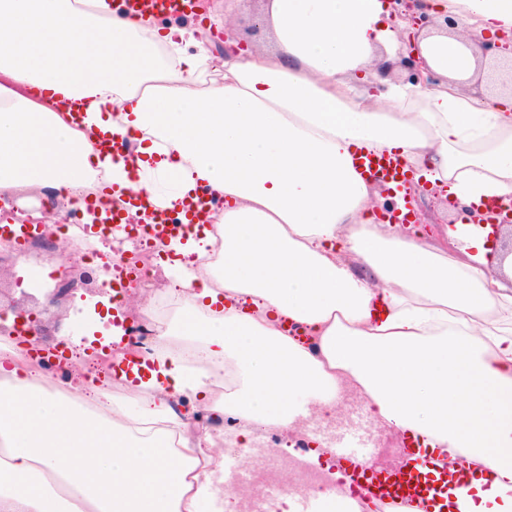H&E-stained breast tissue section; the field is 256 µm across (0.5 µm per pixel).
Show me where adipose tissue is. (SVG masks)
<instances>
[{
    "label": "adipose tissue",
    "mask_w": 512,
    "mask_h": 512,
    "mask_svg": "<svg viewBox=\"0 0 512 512\" xmlns=\"http://www.w3.org/2000/svg\"><path fill=\"white\" fill-rule=\"evenodd\" d=\"M424 3L434 24L412 42L391 0H260L264 44L219 62L200 26L164 32L114 0H0V193L102 182V210L177 212L187 237L161 249L185 300L161 336L243 376L213 400L206 371L161 347L97 378L95 333L123 334L97 314L60 336L77 388L112 405L98 419L34 383L1 336L0 512H211L224 454L185 435L170 399L290 429L336 416L346 386L412 447L473 464L438 512H512V258L488 246L511 231L476 223L484 200H512V89L462 87L480 44L512 36V0ZM413 52L434 84L384 73ZM112 137L129 156L101 150ZM373 151L464 211L465 232L442 231L462 256L374 219L379 186L354 165ZM202 187L224 201L220 236L183 208Z\"/></svg>",
    "instance_id": "adipose-tissue-1"
}]
</instances>
